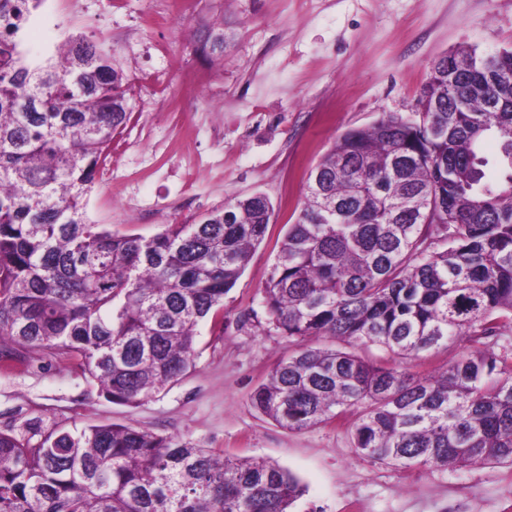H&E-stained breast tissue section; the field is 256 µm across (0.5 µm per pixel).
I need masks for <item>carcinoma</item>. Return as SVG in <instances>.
I'll return each instance as SVG.
<instances>
[{"instance_id": "1", "label": "carcinoma", "mask_w": 512, "mask_h": 512, "mask_svg": "<svg viewBox=\"0 0 512 512\" xmlns=\"http://www.w3.org/2000/svg\"><path fill=\"white\" fill-rule=\"evenodd\" d=\"M41 2L0 0V342L74 358L99 395L138 405L194 367L199 323L275 209L237 199L150 239L91 222L128 78L81 36L28 58L21 35ZM227 46L217 27L201 51ZM458 55L468 68L453 82L448 56L436 61L413 116L345 132L310 171L262 295L296 348L253 405L291 430L353 412L354 451L402 467L512 465V79L490 80L512 73V50ZM325 338L404 360L455 341L467 353L416 375L312 346ZM303 494L276 462L132 426L0 429V512H291Z\"/></svg>"}]
</instances>
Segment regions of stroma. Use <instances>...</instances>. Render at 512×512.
Masks as SVG:
<instances>
[{
  "label": "stroma",
  "mask_w": 512,
  "mask_h": 512,
  "mask_svg": "<svg viewBox=\"0 0 512 512\" xmlns=\"http://www.w3.org/2000/svg\"><path fill=\"white\" fill-rule=\"evenodd\" d=\"M42 0L23 50L48 54L81 35L111 53L132 88L130 115L88 195L87 214L149 238L225 202L261 194L275 215L224 297V317L197 328L196 367L136 406L98 393L67 358L25 350L0 368V428L118 423L177 444L265 459L305 486L294 512H512V466L425 470L357 457L351 418L291 431L251 404L294 348L260 305L307 173L343 133L409 115L433 63L458 46L512 49V0ZM223 26V59L202 54Z\"/></svg>",
  "instance_id": "stroma-1"
}]
</instances>
